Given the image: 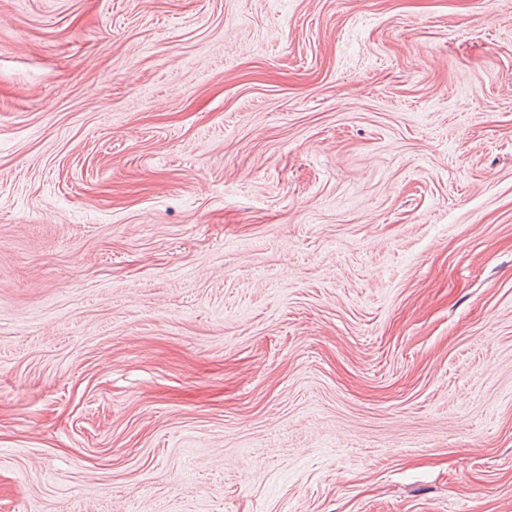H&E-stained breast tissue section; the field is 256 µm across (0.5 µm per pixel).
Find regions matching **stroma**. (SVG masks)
I'll return each instance as SVG.
<instances>
[{"mask_svg": "<svg viewBox=\"0 0 512 512\" xmlns=\"http://www.w3.org/2000/svg\"><path fill=\"white\" fill-rule=\"evenodd\" d=\"M0 512H512V0H0Z\"/></svg>", "mask_w": 512, "mask_h": 512, "instance_id": "1", "label": "stroma"}]
</instances>
